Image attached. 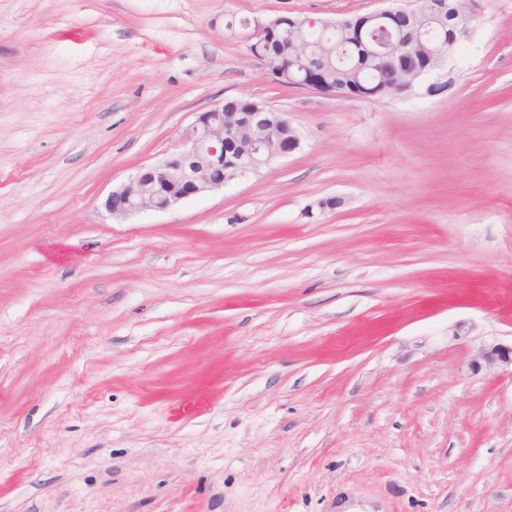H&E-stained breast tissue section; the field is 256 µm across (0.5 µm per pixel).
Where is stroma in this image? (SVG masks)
Wrapping results in <instances>:
<instances>
[{
  "mask_svg": "<svg viewBox=\"0 0 512 512\" xmlns=\"http://www.w3.org/2000/svg\"><path fill=\"white\" fill-rule=\"evenodd\" d=\"M379 7L0 0V512H512V0L383 98L224 31ZM237 97L300 149L106 216ZM473 371L482 369L508 371L512 374V344L511 346L503 344H493L481 347L474 355L470 363Z\"/></svg>",
  "mask_w": 512,
  "mask_h": 512,
  "instance_id": "35a3bbf8",
  "label": "stroma"
}]
</instances>
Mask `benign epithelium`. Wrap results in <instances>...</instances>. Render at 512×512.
<instances>
[{
	"label": "benign epithelium",
	"mask_w": 512,
	"mask_h": 512,
	"mask_svg": "<svg viewBox=\"0 0 512 512\" xmlns=\"http://www.w3.org/2000/svg\"><path fill=\"white\" fill-rule=\"evenodd\" d=\"M396 5L362 15L364 26L373 30L362 39V31L336 45V61L349 58L347 48L365 51L388 88L410 90L415 81L442 68L457 46L471 34L469 20L479 11L478 0H394ZM291 27L306 24L324 33L338 28L335 21L305 22L277 16L254 19L243 31L248 43L262 44L283 21ZM447 28L445 40L437 44L439 54L431 59L418 53L414 43L430 31ZM288 76L294 86L326 95L356 98L349 88H336L321 78L322 65L313 63L311 44L299 40L286 46ZM247 111L226 112L215 105L197 113L182 136L181 151L140 170L127 183L112 189L102 202L113 219H125L146 210H168L180 203L220 190L228 182L254 172L277 157H287L300 147V137L282 112H268L266 106L245 99ZM473 371H506L512 368V345L481 347L471 361Z\"/></svg>",
	"instance_id": "obj_1"
}]
</instances>
